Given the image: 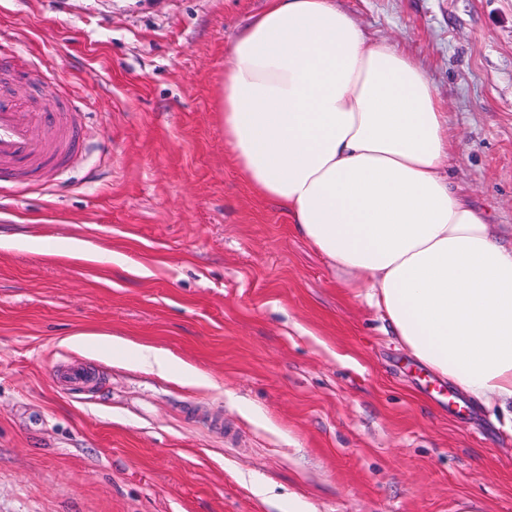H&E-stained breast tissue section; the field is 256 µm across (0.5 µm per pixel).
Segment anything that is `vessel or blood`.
I'll use <instances>...</instances> for the list:
<instances>
[{
    "label": "vessel or blood",
    "mask_w": 512,
    "mask_h": 512,
    "mask_svg": "<svg viewBox=\"0 0 512 512\" xmlns=\"http://www.w3.org/2000/svg\"><path fill=\"white\" fill-rule=\"evenodd\" d=\"M45 127L58 141L55 154H48L37 127ZM82 145L79 129L59 124L52 115L32 122L28 113L18 111L12 102L0 100V178H10L21 169L63 163L66 156Z\"/></svg>",
    "instance_id": "1"
}]
</instances>
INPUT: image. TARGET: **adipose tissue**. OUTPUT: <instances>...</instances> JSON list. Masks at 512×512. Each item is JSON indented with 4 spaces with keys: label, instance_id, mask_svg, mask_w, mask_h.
I'll return each instance as SVG.
<instances>
[{
    "label": "adipose tissue",
    "instance_id": "ef3b65f1",
    "mask_svg": "<svg viewBox=\"0 0 512 512\" xmlns=\"http://www.w3.org/2000/svg\"><path fill=\"white\" fill-rule=\"evenodd\" d=\"M231 162L413 358L512 419V243L448 179L457 142L423 68L336 0H268L233 39Z\"/></svg>",
    "mask_w": 512,
    "mask_h": 512
}]
</instances>
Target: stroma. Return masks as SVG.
<instances>
[{"label":"stroma","instance_id":"35a3bbf8","mask_svg":"<svg viewBox=\"0 0 512 512\" xmlns=\"http://www.w3.org/2000/svg\"><path fill=\"white\" fill-rule=\"evenodd\" d=\"M266 4L0 0V96L80 99L84 141L0 181V512H512L502 414L433 380L227 155L224 61ZM336 4L424 69L452 181L512 234V0ZM75 241L96 260L46 254ZM71 363L97 384L68 391ZM132 359L135 363L150 368L160 376H168L171 373L170 362L151 346H140L133 354Z\"/></svg>","mask_w":512,"mask_h":512}]
</instances>
